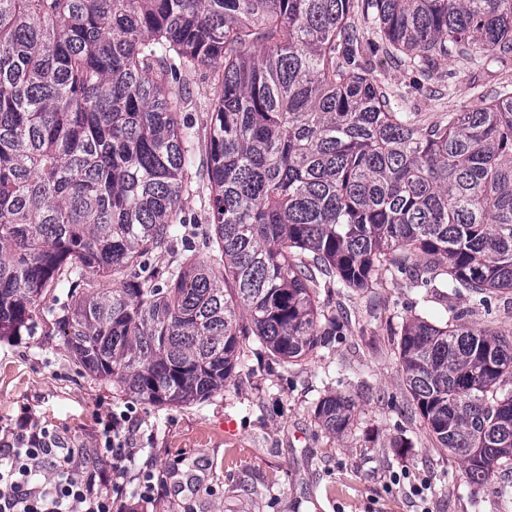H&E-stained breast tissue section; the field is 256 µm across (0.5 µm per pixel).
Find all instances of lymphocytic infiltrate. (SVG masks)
Returning <instances> with one entry per match:
<instances>
[{
	"instance_id": "obj_1",
	"label": "lymphocytic infiltrate",
	"mask_w": 512,
	"mask_h": 512,
	"mask_svg": "<svg viewBox=\"0 0 512 512\" xmlns=\"http://www.w3.org/2000/svg\"><path fill=\"white\" fill-rule=\"evenodd\" d=\"M122 426L114 416L104 424L103 453L111 470L95 466L78 479L69 467L74 449L20 415L0 437V512H122L120 479L135 455L123 443Z\"/></svg>"
}]
</instances>
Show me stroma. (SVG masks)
<instances>
[{"mask_svg":"<svg viewBox=\"0 0 512 512\" xmlns=\"http://www.w3.org/2000/svg\"><path fill=\"white\" fill-rule=\"evenodd\" d=\"M380 70L404 93V111L433 117L448 106L481 105L512 74V62H441L430 96L410 94L403 67L384 62ZM414 302L388 281L337 292L330 306L347 323L332 346L271 372L265 357L247 351L223 393L180 406L114 394L75 365L63 337L36 327L0 339V426L29 411L34 424L83 449L71 463L82 475L94 454L108 467L102 421L125 415L122 432L136 450L123 477L132 512H512L499 494L512 490V472L499 473L491 489L466 485L411 409L393 317ZM334 391L356 402L354 425L339 437L314 417L319 397ZM228 421L235 435L225 434ZM145 467L165 486L143 504Z\"/></svg>","mask_w":512,"mask_h":512,"instance_id":"stroma-1","label":"stroma"}]
</instances>
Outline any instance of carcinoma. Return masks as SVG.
Wrapping results in <instances>:
<instances>
[{
    "mask_svg": "<svg viewBox=\"0 0 512 512\" xmlns=\"http://www.w3.org/2000/svg\"><path fill=\"white\" fill-rule=\"evenodd\" d=\"M445 59L512 60V0H0V336L38 324L171 405L223 392L250 337L270 365L332 344L335 288L441 284L491 311L512 296V80L431 120L378 71ZM204 70L194 188L184 82ZM190 195L204 259L172 234ZM465 317L395 335L414 413L487 487L512 470V332ZM355 407L336 392L314 417L342 435Z\"/></svg>",
    "mask_w": 512,
    "mask_h": 512,
    "instance_id": "carcinoma-1",
    "label": "carcinoma"
}]
</instances>
